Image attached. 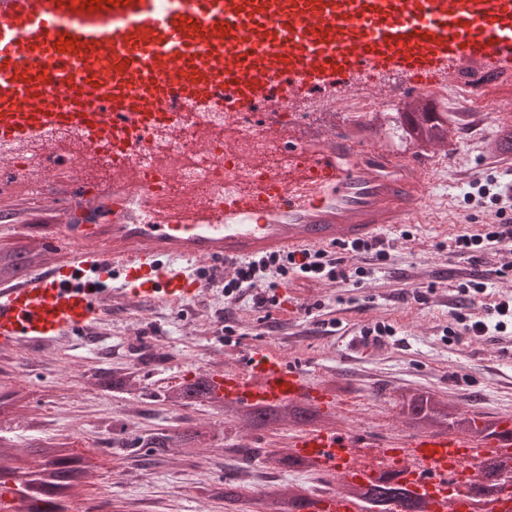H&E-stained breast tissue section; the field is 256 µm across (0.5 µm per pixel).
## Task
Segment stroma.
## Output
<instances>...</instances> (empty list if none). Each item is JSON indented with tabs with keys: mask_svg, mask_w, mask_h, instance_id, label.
<instances>
[{
	"mask_svg": "<svg viewBox=\"0 0 512 512\" xmlns=\"http://www.w3.org/2000/svg\"><path fill=\"white\" fill-rule=\"evenodd\" d=\"M496 122L477 119L451 132L452 158L434 149L405 147L407 155L434 158L431 200L409 236L381 232L389 246L382 272L361 285L290 280L279 305L260 308L252 298L224 303V291L207 289L200 300L174 308L157 302H113L97 332L46 347L0 352V389L31 390L26 416L12 423L16 447L35 438L76 437L100 469L71 512H266L262 497L243 476L265 451L286 448L295 425L284 422L252 431L232 425L229 410L202 404L169 405L166 389L198 371L223 370L260 343L301 364L307 377L330 396L323 424L370 430L380 435L409 431L401 412L404 394L428 392L453 408L486 419L512 414V336L473 334L446 337L454 310L471 320L486 317V303L512 297V250H488L476 264L450 252L460 234L495 221L493 208H480L467 194L474 182L512 184V153H494ZM488 275L487 302H469L456 287L474 270ZM392 325L395 336L364 342L360 333L376 323ZM234 333L225 336V325ZM134 372L138 390L100 388L99 371ZM209 428L214 439L177 448L166 457L125 456L115 446L125 433ZM242 485V502L209 498L200 481Z\"/></svg>",
	"mask_w": 512,
	"mask_h": 512,
	"instance_id": "stroma-1",
	"label": "stroma"
}]
</instances>
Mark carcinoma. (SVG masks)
Here are the masks:
<instances>
[{"label": "carcinoma", "mask_w": 512, "mask_h": 512, "mask_svg": "<svg viewBox=\"0 0 512 512\" xmlns=\"http://www.w3.org/2000/svg\"><path fill=\"white\" fill-rule=\"evenodd\" d=\"M450 122L448 113L403 112L396 132L403 139L421 145H435L448 141ZM41 262V254L33 253L22 246L0 249V281L7 282L21 271L30 269ZM138 380L125 373L100 372L97 384L109 388L129 391L136 387ZM30 393L24 388L0 391V422L9 410H20L27 406ZM165 399L177 406L215 403L212 395L210 376L204 371L190 379L169 388ZM409 423L416 427L452 429L448 422V409L427 392L415 393L409 404L402 409ZM240 424L250 429H264L282 422L281 407L239 411ZM468 430L472 433L496 434L497 422L481 421L472 414L468 417ZM207 436V432L191 428L182 432L136 433L120 440L117 447L130 455L144 452L160 458L172 448H192ZM95 457L76 452L73 444L55 439L37 441L25 450L23 457L14 454V444L6 430L0 427V494L13 495L11 512H69L74 490L83 482L95 476L99 466L93 464ZM264 463L273 469H303L305 465L283 450L265 452ZM205 493L211 498H222L227 502H238L243 498L242 487L233 483L224 486L204 485ZM362 498L390 503L401 500L406 512H421L406 490L383 481L364 490ZM306 506V496L297 490L292 495L271 494L266 499L267 512H298Z\"/></svg>", "instance_id": "cac0c4a2"}]
</instances>
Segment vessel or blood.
<instances>
[{"mask_svg": "<svg viewBox=\"0 0 512 512\" xmlns=\"http://www.w3.org/2000/svg\"><path fill=\"white\" fill-rule=\"evenodd\" d=\"M0 0V146L79 140L73 160L37 179L28 163L0 159V212L52 220L45 263L0 288V350L62 342L112 307L199 300L210 280L195 266L336 248L414 223L433 162L398 154L367 119L340 120L358 93L382 103L402 94L512 98V0ZM72 49L58 52L60 37ZM315 103L301 112L299 101ZM172 131L173 153H196L220 177L203 195L171 204L174 166L142 169L140 153ZM258 133L283 148L287 175L247 161L239 144ZM112 159V178L90 182L80 158ZM39 193H32V183ZM242 408L324 401L301 366L261 345L213 377ZM308 469L334 479L310 512H364L352 486L378 483L354 448H378L423 512H512V488L471 491L488 450L512 458V440L420 431L379 439L363 430L306 426L288 439Z\"/></svg>", "mask_w": 512, "mask_h": 512, "instance_id": "obj_1", "label": "vessel or blood"}]
</instances>
